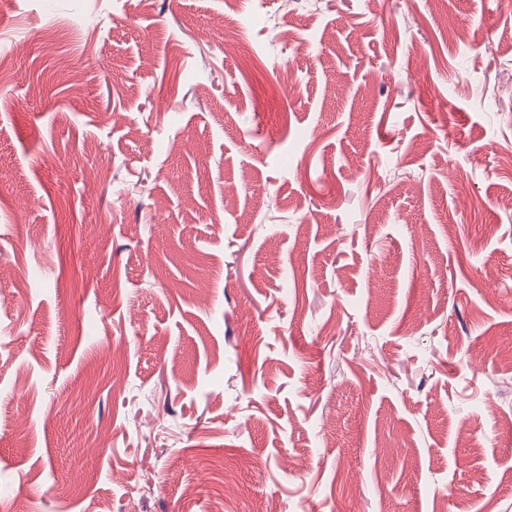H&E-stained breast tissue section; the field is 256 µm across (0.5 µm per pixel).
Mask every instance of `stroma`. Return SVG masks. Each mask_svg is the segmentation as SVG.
I'll return each instance as SVG.
<instances>
[{
	"mask_svg": "<svg viewBox=\"0 0 512 512\" xmlns=\"http://www.w3.org/2000/svg\"><path fill=\"white\" fill-rule=\"evenodd\" d=\"M6 2L0 512H512V0Z\"/></svg>",
	"mask_w": 512,
	"mask_h": 512,
	"instance_id": "1",
	"label": "stroma"
}]
</instances>
